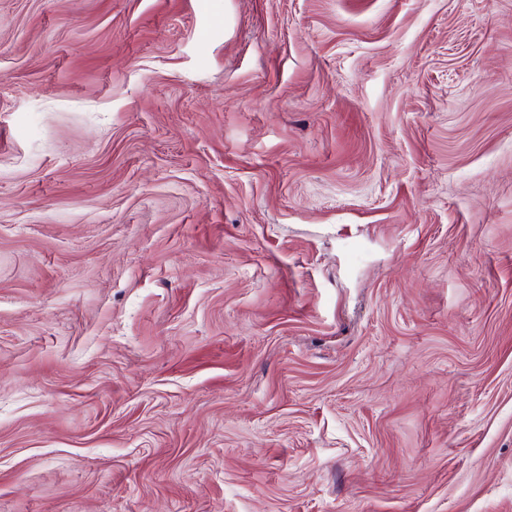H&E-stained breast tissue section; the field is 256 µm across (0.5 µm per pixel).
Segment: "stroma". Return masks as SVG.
Segmentation results:
<instances>
[{"label": "stroma", "instance_id": "35a3bbf8", "mask_svg": "<svg viewBox=\"0 0 512 512\" xmlns=\"http://www.w3.org/2000/svg\"><path fill=\"white\" fill-rule=\"evenodd\" d=\"M0 512H512V0H0Z\"/></svg>", "mask_w": 512, "mask_h": 512}]
</instances>
